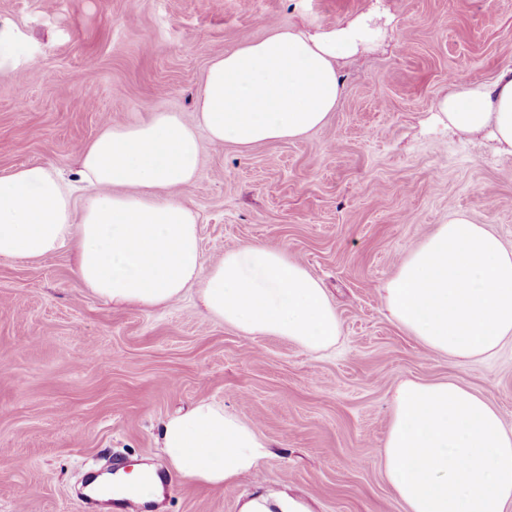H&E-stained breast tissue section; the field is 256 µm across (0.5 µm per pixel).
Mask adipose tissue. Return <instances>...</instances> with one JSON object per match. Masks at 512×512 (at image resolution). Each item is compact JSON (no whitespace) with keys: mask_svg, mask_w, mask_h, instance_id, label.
<instances>
[{"mask_svg":"<svg viewBox=\"0 0 512 512\" xmlns=\"http://www.w3.org/2000/svg\"><path fill=\"white\" fill-rule=\"evenodd\" d=\"M381 18L371 9L330 27L274 26L215 56L194 123L158 112L104 125L83 145L81 203L50 165L0 175V261L36 262L67 247L80 287L112 305L163 308L191 291L207 318L241 335L278 336L310 353L334 347L336 309L286 247L250 243L207 262L196 214L167 191L194 184L202 141L245 151L324 125L344 93L339 61L367 45ZM436 111L445 128L489 134L512 153V69L489 83H451ZM383 301L426 352L485 358L512 341V248L454 214L406 254ZM159 445L178 477L221 487L254 475L271 453L253 425L208 400L162 420ZM382 459L407 512H512V428L456 381L397 388ZM239 512L310 510L282 490L245 494Z\"/></svg>","mask_w":512,"mask_h":512,"instance_id":"1","label":"adipose tissue"}]
</instances>
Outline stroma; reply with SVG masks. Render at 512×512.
<instances>
[{"instance_id":"35a3bbf8","label":"stroma","mask_w":512,"mask_h":512,"mask_svg":"<svg viewBox=\"0 0 512 512\" xmlns=\"http://www.w3.org/2000/svg\"><path fill=\"white\" fill-rule=\"evenodd\" d=\"M370 0H0L29 60L0 72V175L33 163L66 174L104 124L195 118L209 60L269 26L330 25ZM382 38L341 60L345 92L298 141L242 153L204 145L174 198L199 216L209 261L247 243L286 246L336 308L335 349L311 354L246 337L194 295L115 307L81 288L61 250L0 262V512H81L100 458L168 473L161 421L198 400L224 405L272 446L257 475L214 487L170 475L159 512H238L254 484L313 512H405L380 463L402 381L454 379L512 426V343L457 363L425 354L393 322L383 284L457 213L512 246V155L488 135L435 127L449 79L512 68V0H379Z\"/></svg>"}]
</instances>
